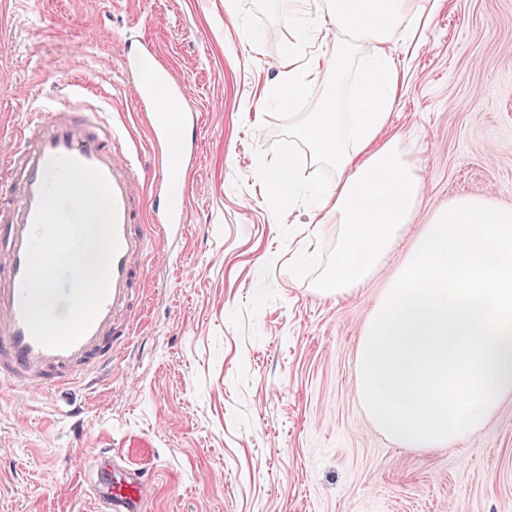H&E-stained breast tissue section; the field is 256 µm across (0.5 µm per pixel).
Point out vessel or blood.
I'll list each match as a JSON object with an SVG mask.
<instances>
[{"mask_svg": "<svg viewBox=\"0 0 512 512\" xmlns=\"http://www.w3.org/2000/svg\"><path fill=\"white\" fill-rule=\"evenodd\" d=\"M124 73L134 104L148 125L153 164L164 173L153 185V224H145L138 192L140 161L135 151L120 155L123 129L108 122L92 106L81 85L66 87L68 101L60 108L43 105L29 113L15 143L0 157V383L35 391L89 380L109 364L117 341L132 335L143 304L145 285L141 264L150 234L178 247L187 220V201L170 188L165 175L197 162V123L183 82L167 65H158L161 94H154L138 70L144 57H158L146 40L123 43ZM73 157L98 169L115 198L119 248L108 293L86 334L71 347L53 349L39 344L25 324L21 300L28 268V243L37 213L45 171L51 159ZM95 478L88 488L95 512H143L149 494L144 474L125 468L120 456L94 455Z\"/></svg>", "mask_w": 512, "mask_h": 512, "instance_id": "1", "label": "vessel or blood"}]
</instances>
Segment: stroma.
<instances>
[{"instance_id": "1", "label": "stroma", "mask_w": 512, "mask_h": 512, "mask_svg": "<svg viewBox=\"0 0 512 512\" xmlns=\"http://www.w3.org/2000/svg\"><path fill=\"white\" fill-rule=\"evenodd\" d=\"M128 38L154 43L199 116L183 242L151 239L148 307L96 384L0 385V512H91L99 448L147 473L145 512H512V396L459 442L405 448L369 420L357 359L432 213L460 196L512 205V0H436L423 34L391 39L383 135L424 193L390 259L340 300L317 290L340 225L278 209L261 178L299 149L277 103L285 48L332 42L286 0H0V149L40 90L83 82L153 180Z\"/></svg>"}]
</instances>
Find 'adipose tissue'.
<instances>
[{
    "label": "adipose tissue",
    "instance_id": "adipose-tissue-1",
    "mask_svg": "<svg viewBox=\"0 0 512 512\" xmlns=\"http://www.w3.org/2000/svg\"><path fill=\"white\" fill-rule=\"evenodd\" d=\"M426 12L424 0H330L328 13L337 36L359 34L368 47L351 90L350 112L340 114L334 97L323 98L294 135L308 157L335 167L336 180L328 186L300 183L290 154L264 173L281 200H311L312 223L343 227L336 266L319 286L322 294L341 296L365 281L385 263L419 211L421 177L397 144L379 143L378 136L398 93L386 46L399 30L419 29ZM335 67L332 55L302 59L295 50H288L279 69L281 108L294 111L308 81Z\"/></svg>",
    "mask_w": 512,
    "mask_h": 512
}]
</instances>
